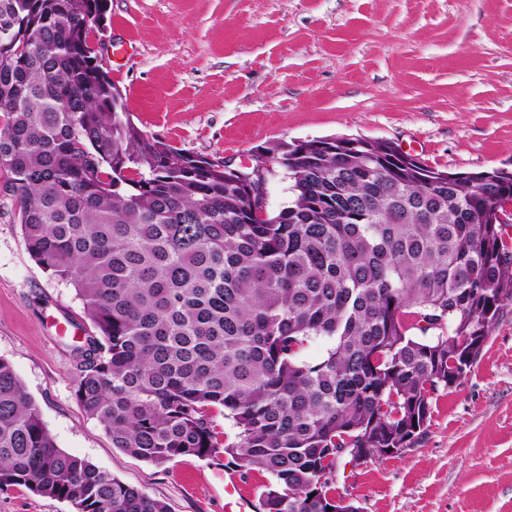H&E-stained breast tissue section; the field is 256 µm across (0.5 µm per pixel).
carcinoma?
<instances>
[{
    "label": "carcinoma",
    "mask_w": 512,
    "mask_h": 512,
    "mask_svg": "<svg viewBox=\"0 0 512 512\" xmlns=\"http://www.w3.org/2000/svg\"><path fill=\"white\" fill-rule=\"evenodd\" d=\"M106 10L0 0V187L91 322L71 349L77 401L125 453L223 456L270 475L259 512H327L336 449L411 447L512 301L495 216L512 171L448 177L386 142L284 144L257 165L285 170L292 196L260 219L222 163L122 111L93 47ZM316 338L330 347L308 362ZM14 486L75 512H169L58 448L0 358V491Z\"/></svg>",
    "instance_id": "obj_1"
}]
</instances>
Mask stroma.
Segmentation results:
<instances>
[{"label": "stroma", "instance_id": "stroma-1", "mask_svg": "<svg viewBox=\"0 0 512 512\" xmlns=\"http://www.w3.org/2000/svg\"><path fill=\"white\" fill-rule=\"evenodd\" d=\"M107 18L103 66L131 119L185 152L239 166L282 144L356 137L451 173L512 162V0H110ZM66 320L90 325L0 196V357L57 446L171 512L258 507L264 471L243 478L193 456L155 466L113 448L76 400ZM336 488L362 512H512V302L465 377L434 394L412 447L340 466ZM0 512L75 510L14 487Z\"/></svg>", "mask_w": 512, "mask_h": 512}]
</instances>
